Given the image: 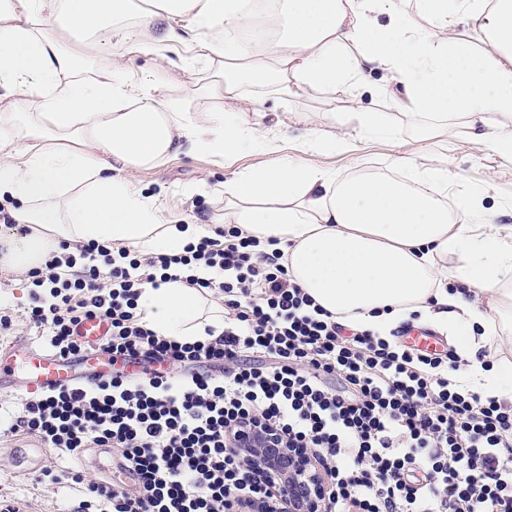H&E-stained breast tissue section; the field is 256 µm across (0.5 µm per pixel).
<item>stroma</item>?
I'll list each match as a JSON object with an SVG mask.
<instances>
[{
    "instance_id": "stroma-1",
    "label": "stroma",
    "mask_w": 512,
    "mask_h": 512,
    "mask_svg": "<svg viewBox=\"0 0 512 512\" xmlns=\"http://www.w3.org/2000/svg\"><path fill=\"white\" fill-rule=\"evenodd\" d=\"M382 82L381 75H373L370 87L360 99H353L350 91L339 90L333 100H326L321 93L298 92L282 101L268 95L264 110L269 124L278 126L287 137L285 151L298 154L296 139L302 127L324 128L328 125V112H354L366 108L372 112L390 109L387 98L374 96L372 89ZM413 158L423 163H448L456 173L460 185L487 186V206L501 209L502 223L512 225V163L501 159L490 145L469 140L464 129H457L453 142L444 136L425 139L412 133L388 141L376 138H356L349 151L329 155H313L309 161L317 166L348 176L366 169L387 172L394 161ZM272 155L246 154L240 157L233 169H226L213 157L205 154H177L162 166L134 173V180L146 192L162 197L169 213L191 224L211 223L215 205L209 192L220 187L232 171L251 166L275 164ZM30 283L15 276L7 269H0V308L8 309L12 327L0 333V348L22 350L28 344L47 345L48 340L40 329L28 319ZM40 442L30 435L0 436V501H16L26 512H76L83 498L80 488L61 482L47 485L42 481L45 470L57 471L68 467L67 459L54 450H47L39 469L21 471L16 467L12 450L18 446L39 447Z\"/></svg>"
}]
</instances>
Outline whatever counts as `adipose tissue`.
<instances>
[{
	"mask_svg": "<svg viewBox=\"0 0 512 512\" xmlns=\"http://www.w3.org/2000/svg\"><path fill=\"white\" fill-rule=\"evenodd\" d=\"M271 25L273 39L244 37ZM184 39L197 51L176 64L115 61ZM375 71L391 111L331 113V130H308L297 156L282 155L261 97L243 93L248 81L331 97ZM188 74L204 111L164 93ZM224 99L238 111H208ZM424 115L450 135L492 116L476 139L512 162V0H0V202L16 225L0 235V266L28 274L62 242L182 252L211 226L172 221L132 173L182 152L228 164L275 154L225 181L224 222L286 243L294 281L340 321L386 336L418 314L466 358L459 384L512 399V362L476 359L490 340L512 343V225L485 206L486 187L457 190L444 165L341 178L306 160L354 134H427ZM139 308L181 341L224 329L202 323L201 294L182 281L145 288Z\"/></svg>",
	"mask_w": 512,
	"mask_h": 512,
	"instance_id": "obj_1",
	"label": "adipose tissue"
}]
</instances>
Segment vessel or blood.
<instances>
[{
    "label": "vessel or blood",
    "instance_id": "obj_1",
    "mask_svg": "<svg viewBox=\"0 0 512 512\" xmlns=\"http://www.w3.org/2000/svg\"><path fill=\"white\" fill-rule=\"evenodd\" d=\"M110 332L109 322L101 316L82 320L76 328L79 339L89 349L81 360L62 359L52 352L36 346L23 353H0V379H17L21 388L28 391H49L77 382L90 383L100 373L104 361L99 347Z\"/></svg>",
    "mask_w": 512,
    "mask_h": 512
}]
</instances>
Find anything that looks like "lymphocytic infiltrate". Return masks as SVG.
<instances>
[{"label":"lymphocytic infiltrate","instance_id":"f902f5d3","mask_svg":"<svg viewBox=\"0 0 512 512\" xmlns=\"http://www.w3.org/2000/svg\"><path fill=\"white\" fill-rule=\"evenodd\" d=\"M91 250L99 264L81 267L60 243L29 273V319L54 354L76 357L74 326L106 316L112 377L28 393L8 428L75 460L112 449L120 477L109 483L45 471L82 486L78 512H300L253 448L286 449L318 474L315 512H512V403L457 384L453 352L336 321L292 279L282 249L234 224L174 255ZM193 265L224 273L206 284L224 300V329L183 342L149 327L138 300ZM130 360L155 369L130 379Z\"/></svg>","mask_w":512,"mask_h":512}]
</instances>
